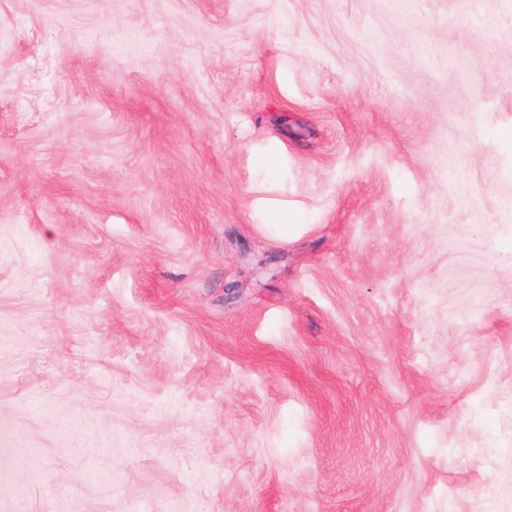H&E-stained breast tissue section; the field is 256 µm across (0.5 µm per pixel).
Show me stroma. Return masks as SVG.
Masks as SVG:
<instances>
[{
    "mask_svg": "<svg viewBox=\"0 0 512 512\" xmlns=\"http://www.w3.org/2000/svg\"><path fill=\"white\" fill-rule=\"evenodd\" d=\"M510 202L512 0H0V512H512Z\"/></svg>",
    "mask_w": 512,
    "mask_h": 512,
    "instance_id": "obj_1",
    "label": "stroma"
}]
</instances>
